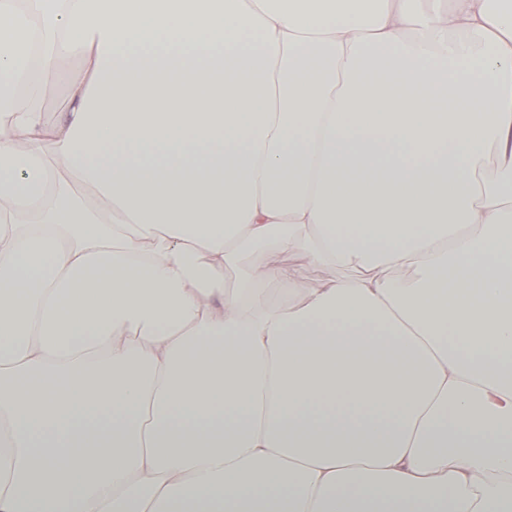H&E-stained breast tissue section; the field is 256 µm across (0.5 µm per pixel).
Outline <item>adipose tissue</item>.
Masks as SVG:
<instances>
[{"label":"adipose tissue","mask_w":512,"mask_h":512,"mask_svg":"<svg viewBox=\"0 0 512 512\" xmlns=\"http://www.w3.org/2000/svg\"><path fill=\"white\" fill-rule=\"evenodd\" d=\"M0 512H512V0H0ZM68 98V87L64 82L53 84L46 89L41 106L49 120H54L61 112L67 111ZM301 278L306 286L313 287L326 280H352L354 272L331 263H305L301 267Z\"/></svg>","instance_id":"1"}]
</instances>
